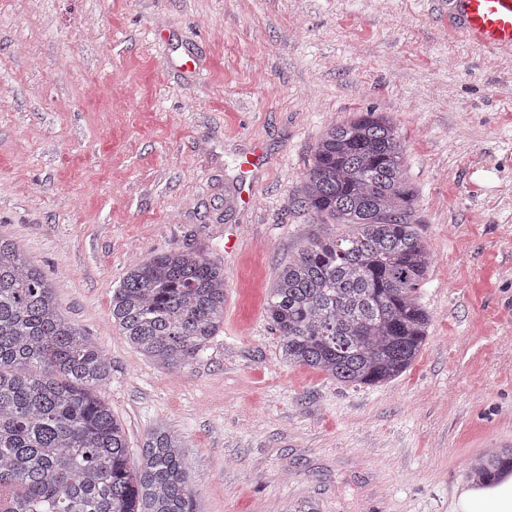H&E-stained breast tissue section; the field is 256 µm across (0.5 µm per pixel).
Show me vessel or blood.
<instances>
[{
  "label": "vessel or blood",
  "mask_w": 512,
  "mask_h": 512,
  "mask_svg": "<svg viewBox=\"0 0 512 512\" xmlns=\"http://www.w3.org/2000/svg\"><path fill=\"white\" fill-rule=\"evenodd\" d=\"M448 28L486 52L512 50V0H448Z\"/></svg>",
  "instance_id": "b4317fda"
}]
</instances>
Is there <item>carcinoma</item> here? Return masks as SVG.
<instances>
[{"mask_svg": "<svg viewBox=\"0 0 512 512\" xmlns=\"http://www.w3.org/2000/svg\"><path fill=\"white\" fill-rule=\"evenodd\" d=\"M406 145L360 112L317 142L301 206L314 230L270 288L282 358L344 385L403 373L428 336L419 303L431 255L414 222ZM224 265L196 250L134 261L112 290V323L146 357L181 368L224 324ZM102 350L58 312L53 288L0 237V512H194L182 437L155 428L128 467L123 426L96 396ZM512 448L470 461L477 484Z\"/></svg>", "mask_w": 512, "mask_h": 512, "instance_id": "carcinoma-1", "label": "carcinoma"}]
</instances>
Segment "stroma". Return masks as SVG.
<instances>
[{
	"label": "stroma",
	"instance_id": "1",
	"mask_svg": "<svg viewBox=\"0 0 512 512\" xmlns=\"http://www.w3.org/2000/svg\"><path fill=\"white\" fill-rule=\"evenodd\" d=\"M369 109L407 145L432 324L405 373L352 387L282 361L264 307L317 140ZM0 234L107 356L130 466L182 435L195 512H450L468 460L512 442V52L449 33L448 0H0ZM173 248L227 283L177 371L110 308Z\"/></svg>",
	"mask_w": 512,
	"mask_h": 512
}]
</instances>
